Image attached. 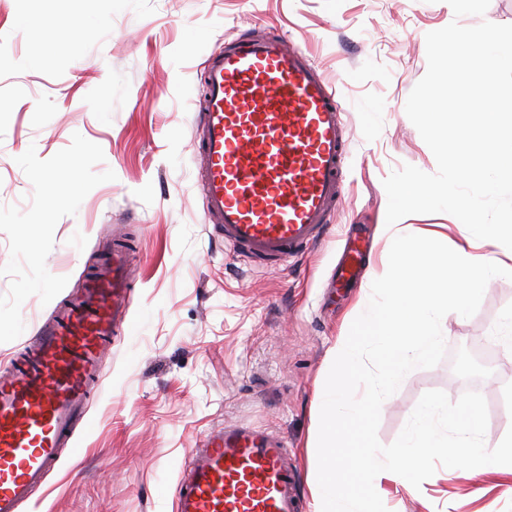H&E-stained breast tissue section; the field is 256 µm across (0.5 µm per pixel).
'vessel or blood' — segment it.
<instances>
[{"label": "vessel or blood", "instance_id": "b4317fda", "mask_svg": "<svg viewBox=\"0 0 512 512\" xmlns=\"http://www.w3.org/2000/svg\"><path fill=\"white\" fill-rule=\"evenodd\" d=\"M195 103L206 223L251 262L287 261L321 241L342 196L347 133L334 93L301 49L246 35L203 63ZM367 243H346L334 283L358 276ZM132 271L123 249L80 299L42 323L32 352L0 372V512H22L72 445L121 332ZM286 441L245 423L214 426L185 451L175 512H302Z\"/></svg>", "mask_w": 512, "mask_h": 512}]
</instances>
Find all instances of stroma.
<instances>
[{
  "instance_id": "35a3bbf8",
  "label": "stroma",
  "mask_w": 512,
  "mask_h": 512,
  "mask_svg": "<svg viewBox=\"0 0 512 512\" xmlns=\"http://www.w3.org/2000/svg\"><path fill=\"white\" fill-rule=\"evenodd\" d=\"M72 17L79 28H65ZM512 24V0L484 16L455 17L446 0H0V207H30L33 186L16 164L35 147L47 159L73 134L101 146L92 189L54 231L47 270L78 296L113 233L131 238L132 326L113 337L78 426L80 451L63 455L22 512H174L181 456L220 422L283 437L313 512L324 385L336 339L367 307L388 267L394 235L458 242L447 213L404 217L386 233L384 179L410 164L432 173L433 153L405 112L427 70L426 35L452 21ZM277 33L307 50L334 87L350 134L343 197L326 241L279 270L253 266L205 224L198 188L196 73L244 31ZM373 255L352 288L324 283L348 232ZM462 313L441 328L450 356L416 369L381 408L378 438L395 441L420 397L457 400L477 389L488 409L486 440L512 427V273L476 280ZM53 305L30 296L21 338L0 343V370ZM388 512H512V468L472 479L438 467L420 488L377 476Z\"/></svg>"
}]
</instances>
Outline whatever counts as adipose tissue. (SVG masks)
I'll return each mask as SVG.
<instances>
[{"label": "adipose tissue", "instance_id": "obj_1", "mask_svg": "<svg viewBox=\"0 0 512 512\" xmlns=\"http://www.w3.org/2000/svg\"><path fill=\"white\" fill-rule=\"evenodd\" d=\"M442 196L454 203L461 215L457 226L461 243L451 259L455 278L453 289L457 307H464L470 296V284L475 278H486L501 273L502 267L495 256L496 251L512 252V217L503 223L485 225L478 219V210L474 202L459 196L453 185L441 188Z\"/></svg>", "mask_w": 512, "mask_h": 512}]
</instances>
